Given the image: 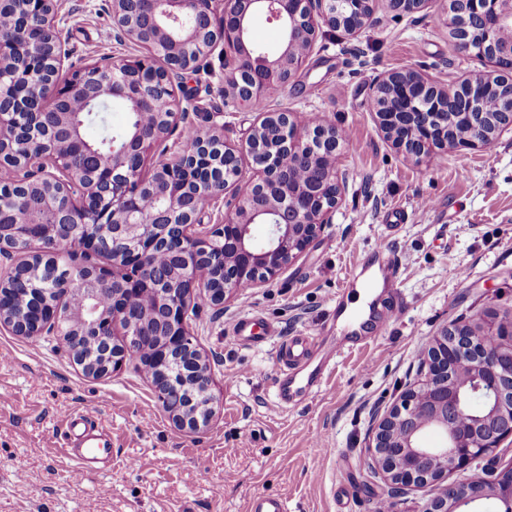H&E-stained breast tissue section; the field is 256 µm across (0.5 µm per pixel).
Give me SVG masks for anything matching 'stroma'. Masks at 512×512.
<instances>
[{
  "instance_id": "obj_1",
  "label": "stroma",
  "mask_w": 512,
  "mask_h": 512,
  "mask_svg": "<svg viewBox=\"0 0 512 512\" xmlns=\"http://www.w3.org/2000/svg\"><path fill=\"white\" fill-rule=\"evenodd\" d=\"M449 0L416 14L377 0L358 35L324 29L285 91L269 100L335 122L350 143L338 160L347 183L334 222L274 281L239 292L223 312L204 306L192 320L200 348L215 354V416L201 433L175 430L135 364L101 379L83 375L56 337L22 338L0 328V512H246L249 499L275 493L288 512H421L425 488L389 496L368 467L374 414L390 409L420 378L419 359L452 322L512 319V132L482 152L439 150L417 164L384 139L371 86L384 72L412 69L455 87L490 71L457 52L445 20ZM68 57L62 74L143 56L118 40L111 0H58ZM189 74L197 126L224 115L238 143L255 110L224 104V64ZM405 221L389 230L385 218ZM401 254L394 302L402 313L374 341L334 360L320 390L276 404L274 343L246 346L232 325L253 316L281 335L332 336L331 302L349 268L376 246ZM101 420L112 456L82 478L64 440L65 418Z\"/></svg>"
}]
</instances>
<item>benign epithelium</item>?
Returning <instances> with one entry per match:
<instances>
[{
  "label": "benign epithelium",
  "instance_id": "benign-epithelium-1",
  "mask_svg": "<svg viewBox=\"0 0 512 512\" xmlns=\"http://www.w3.org/2000/svg\"><path fill=\"white\" fill-rule=\"evenodd\" d=\"M430 0H388L400 13ZM0 326L26 338L58 337L83 374L99 379L148 355L155 399L174 428L206 430L215 415L212 360L198 347L188 312L224 310L242 283L256 288L288 270L333 223L345 174V134L307 124L302 113H258L242 143L224 124L196 128L182 153L164 142L191 125L182 76L224 43V97L248 108L288 88L321 28L361 32L373 0H112V28L148 51L92 64L62 82L64 41L55 0H0ZM219 23H214L215 16ZM278 25L272 50L250 39L255 17ZM454 48L493 70L449 89L410 70L375 78L376 116L391 144L419 164L436 150L482 151L512 127V0H451ZM499 100L484 112L486 96ZM77 100L88 114L116 102L136 117L102 153L75 136ZM163 100L166 109L154 112ZM252 176L244 179L242 159ZM224 223L201 230L218 203ZM268 226L259 240L253 226ZM103 296L111 305L100 303ZM459 364L469 376L453 375ZM421 380L376 413L369 453L389 489L420 486L423 512H473L494 497L512 512V462L468 483L447 482L512 440V320L454 323L420 361ZM435 431L441 443L424 442Z\"/></svg>",
  "mask_w": 512,
  "mask_h": 512
}]
</instances>
